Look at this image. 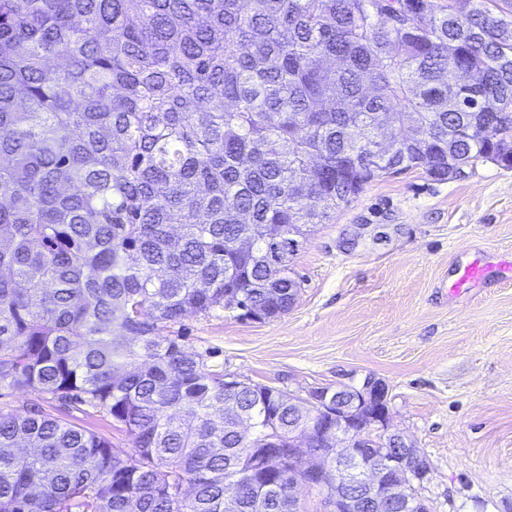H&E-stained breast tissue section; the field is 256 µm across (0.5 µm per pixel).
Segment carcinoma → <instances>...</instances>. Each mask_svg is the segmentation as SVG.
Instances as JSON below:
<instances>
[{
  "instance_id": "cac0c4a2",
  "label": "carcinoma",
  "mask_w": 512,
  "mask_h": 512,
  "mask_svg": "<svg viewBox=\"0 0 512 512\" xmlns=\"http://www.w3.org/2000/svg\"><path fill=\"white\" fill-rule=\"evenodd\" d=\"M512 0H0V389L87 405L116 448L0 412V512H279L259 469L300 415L161 331L300 288L310 234L397 170L512 139ZM510 116L498 124L499 114ZM249 238L251 254L235 249ZM255 428L237 434L240 410ZM71 419L76 423L87 426L110 439L116 448H132L131 438L120 428V426L113 422L106 416L96 412L95 409L88 406H78V409L71 410Z\"/></svg>"
}]
</instances>
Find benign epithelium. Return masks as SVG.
I'll return each instance as SVG.
<instances>
[{"instance_id": "benign-epithelium-1", "label": "benign epithelium", "mask_w": 512, "mask_h": 512, "mask_svg": "<svg viewBox=\"0 0 512 512\" xmlns=\"http://www.w3.org/2000/svg\"><path fill=\"white\" fill-rule=\"evenodd\" d=\"M336 390L349 393L357 409H346L329 387L315 388L305 398L278 394V401L307 409L333 408L320 432L321 445L336 449L333 466L316 463L308 454L314 431L306 418L294 426L288 449V470L304 473L301 485L317 499L316 512H364L368 500L398 512H428L414 482L422 481L430 466L412 441L391 430L386 383L367 376L357 386L343 384ZM353 481L361 485L360 492L350 488Z\"/></svg>"}]
</instances>
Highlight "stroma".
<instances>
[{"label": "stroma", "mask_w": 512, "mask_h": 512, "mask_svg": "<svg viewBox=\"0 0 512 512\" xmlns=\"http://www.w3.org/2000/svg\"><path fill=\"white\" fill-rule=\"evenodd\" d=\"M481 253H512V168L444 181L414 168L314 226L286 315L218 309L165 333L210 369L299 397L382 379L392 429L430 465L417 486L429 512H512V282L449 293Z\"/></svg>", "instance_id": "obj_1"}]
</instances>
